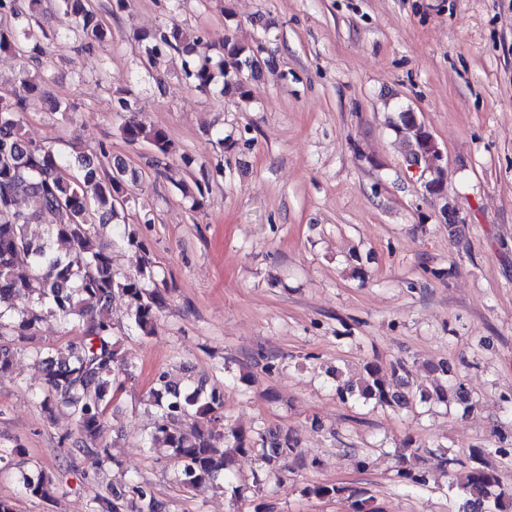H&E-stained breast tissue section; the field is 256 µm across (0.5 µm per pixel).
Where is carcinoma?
I'll return each mask as SVG.
<instances>
[{"label": "carcinoma", "instance_id": "cac0c4a2", "mask_svg": "<svg viewBox=\"0 0 512 512\" xmlns=\"http://www.w3.org/2000/svg\"><path fill=\"white\" fill-rule=\"evenodd\" d=\"M41 0H0V17L14 20L0 24V52H10L43 69V57L58 38L48 31L37 12ZM75 18L71 38L86 45L103 43L108 33L89 0H59ZM174 51L187 56L186 75L193 87L205 91L217 75L224 77V93L241 101L253 96L252 80L260 68L262 48L253 49L224 37L218 61L196 54L194 45L178 31L159 30L145 47L148 63L156 68L162 53ZM46 78L23 74L9 97L0 96V374L14 366V353L2 340L25 336L48 311L64 318L79 330L81 340L65 347L35 351L44 371L41 407L48 415L64 411L73 418L77 434L75 454L83 455L99 467L112 460L99 438L106 411L123 379L132 377V366L122 355L120 339L114 335L109 306L114 293L128 302L134 330L140 336L157 333L163 305L159 288H148L141 277L151 269L145 246L132 233L129 245L140 252L138 274L116 277L111 250L98 243L94 226L125 223V203L131 189L127 171L112 163L110 148L103 142L94 147L71 144L72 153L63 155L51 145L33 143L22 134V117L30 100L44 94ZM126 113L122 127L125 139L148 143L156 165L174 154L168 135L146 122L140 109L127 98L118 99ZM405 126L415 129L414 146L421 156L429 155V129L416 125L414 114L399 113ZM34 196L40 209L27 213L24 199ZM31 224H42L45 236L33 238ZM28 272L15 274L20 263ZM405 363L398 362L391 375L368 363L362 374L337 389L342 400L373 401L379 405L403 407L414 397L407 386ZM427 400L452 401L467 410L470 396L464 385L454 382L422 392ZM161 414L151 436L152 448L172 451L179 484L187 490L213 486L231 463L230 453L254 451L252 439L241 429L224 424V395L208 392L201 381H173L158 374L150 390ZM294 447L286 436L269 434L261 459L268 472L285 467ZM487 449H476L467 472L458 485L456 512H512V489L501 484L497 471L485 460ZM27 495L49 498L58 484L43 469L22 474ZM152 498L151 491L135 486L131 493L111 489L95 498L93 512H143L137 501Z\"/></svg>", "mask_w": 512, "mask_h": 512}]
</instances>
